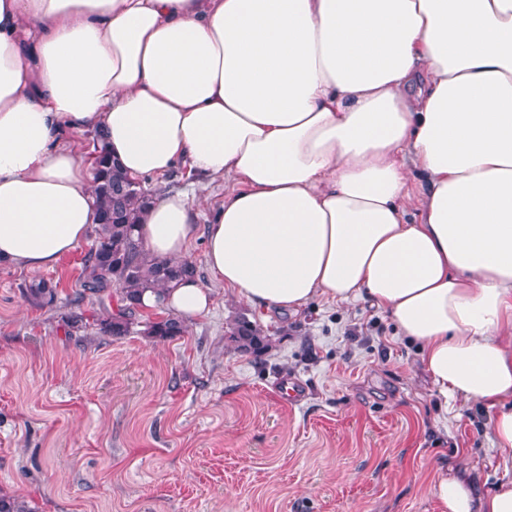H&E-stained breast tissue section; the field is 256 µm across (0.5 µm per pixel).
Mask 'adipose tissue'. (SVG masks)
<instances>
[{
  "label": "adipose tissue",
  "instance_id": "obj_1",
  "mask_svg": "<svg viewBox=\"0 0 512 512\" xmlns=\"http://www.w3.org/2000/svg\"><path fill=\"white\" fill-rule=\"evenodd\" d=\"M88 129L130 176L225 180L205 257L240 299L381 310L512 450V0H0V263L53 267L94 224ZM198 218L163 194L139 235L180 262ZM435 495L512 512L511 479L443 470Z\"/></svg>",
  "mask_w": 512,
  "mask_h": 512
}]
</instances>
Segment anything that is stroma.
<instances>
[{
    "instance_id": "1",
    "label": "stroma",
    "mask_w": 512,
    "mask_h": 512,
    "mask_svg": "<svg viewBox=\"0 0 512 512\" xmlns=\"http://www.w3.org/2000/svg\"><path fill=\"white\" fill-rule=\"evenodd\" d=\"M82 241L51 268L0 265V494L36 512H440L441 465L478 489L512 474L479 402L443 396L383 312L323 297L258 310L209 272L203 231L187 256L208 312L164 341L141 325L102 335L118 299L85 301ZM35 279L54 305L23 295ZM272 336L261 356L229 340L237 317ZM302 399L284 403L278 379Z\"/></svg>"
}]
</instances>
